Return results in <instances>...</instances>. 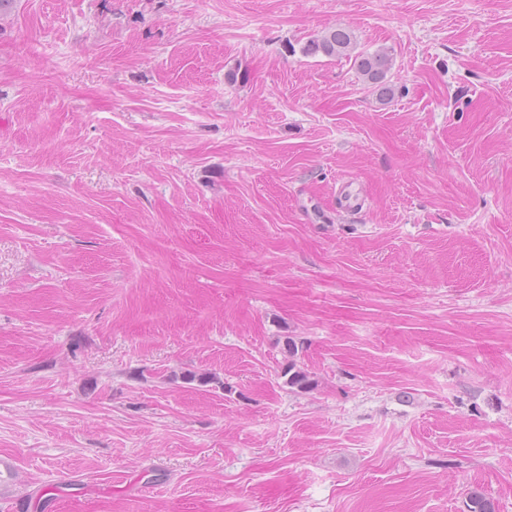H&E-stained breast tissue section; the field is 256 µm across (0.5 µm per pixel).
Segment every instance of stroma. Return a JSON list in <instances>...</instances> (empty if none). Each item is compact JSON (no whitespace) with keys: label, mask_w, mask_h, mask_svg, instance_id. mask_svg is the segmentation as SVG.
<instances>
[{"label":"stroma","mask_w":512,"mask_h":512,"mask_svg":"<svg viewBox=\"0 0 512 512\" xmlns=\"http://www.w3.org/2000/svg\"><path fill=\"white\" fill-rule=\"evenodd\" d=\"M336 27L391 97L304 54ZM475 493L512 512V0H16L0 512ZM355 64L363 80L377 89L380 96L392 92L387 75L392 69L393 58L387 50L378 49L374 52H363L355 56ZM286 347L288 350L289 356L292 358L289 360L288 365L285 368L284 376L288 375L287 383L291 387H297L302 390L309 389L313 382L310 378L309 374L299 367L294 359V357L299 352V345L297 341L293 337H286Z\"/></svg>","instance_id":"35a3bbf8"}]
</instances>
